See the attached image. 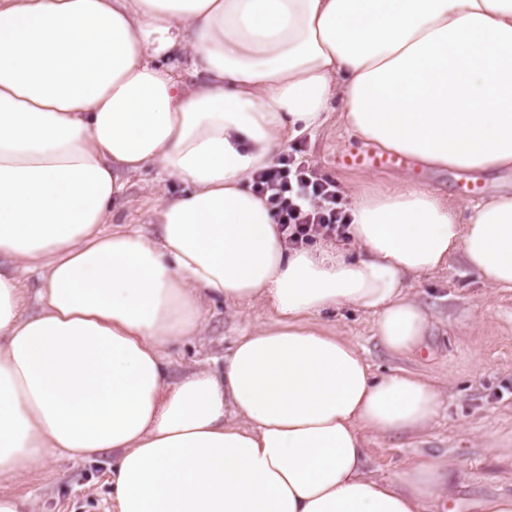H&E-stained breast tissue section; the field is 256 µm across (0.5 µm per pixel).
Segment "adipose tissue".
<instances>
[{
  "mask_svg": "<svg viewBox=\"0 0 512 512\" xmlns=\"http://www.w3.org/2000/svg\"><path fill=\"white\" fill-rule=\"evenodd\" d=\"M183 51L195 82L163 57ZM360 140L480 179L512 171V0H0V482L111 452L116 512H433L459 469L396 477L366 437L414 438L445 389L378 375L326 326L373 317L407 357L430 323L409 280L454 256L512 291V192L461 218L400 180L353 190L352 247L288 248L252 177L329 115ZM158 166L159 236L112 223L125 175ZM38 271L28 310L19 269ZM268 323L222 367L168 377L203 304Z\"/></svg>",
  "mask_w": 512,
  "mask_h": 512,
  "instance_id": "adipose-tissue-1",
  "label": "adipose tissue"
}]
</instances>
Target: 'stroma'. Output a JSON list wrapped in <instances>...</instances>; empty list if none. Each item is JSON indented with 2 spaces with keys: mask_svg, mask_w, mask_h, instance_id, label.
<instances>
[{
  "mask_svg": "<svg viewBox=\"0 0 512 512\" xmlns=\"http://www.w3.org/2000/svg\"><path fill=\"white\" fill-rule=\"evenodd\" d=\"M362 146L333 115L284 150H303L320 173L335 181L344 204L353 189L386 188L405 178L448 195L467 213L474 202L470 189H479L478 199L484 201L512 184V175L503 172L475 184L466 173L418 165L367 170L339 166L342 155ZM129 182L126 198L113 208L114 223L156 232V225L149 222L151 209L161 194H180L182 184L160 183L153 167L132 175ZM411 288L432 328L426 348L415 356L388 353L375 334L373 318L360 311L344 309L327 315L326 321L358 345L374 370L403 367L434 377L448 388L445 414L419 438L368 436L372 475L394 476L423 452L443 454L458 465L461 484L441 512H473L476 499L512 491V292H493L458 256L444 270L413 281ZM268 319V310L259 304L230 308L206 303L203 336L168 350L171 380L200 363L228 356L238 336ZM111 464L108 453L88 462L50 457L27 469L18 481L1 482L0 494L29 498L33 512H113Z\"/></svg>",
  "mask_w": 512,
  "mask_h": 512,
  "instance_id": "stroma-1",
  "label": "stroma"
}]
</instances>
